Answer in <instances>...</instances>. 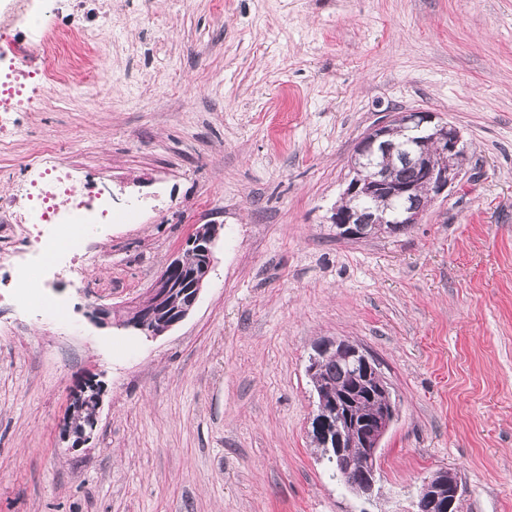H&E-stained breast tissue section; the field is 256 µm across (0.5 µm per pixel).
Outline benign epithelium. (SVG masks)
Here are the masks:
<instances>
[{"instance_id":"7a95c632","label":"benign epithelium","mask_w":512,"mask_h":512,"mask_svg":"<svg viewBox=\"0 0 512 512\" xmlns=\"http://www.w3.org/2000/svg\"><path fill=\"white\" fill-rule=\"evenodd\" d=\"M400 127L412 136L401 161L414 166L433 201L448 190L458 179L464 158L460 130L443 121L437 113L426 111L394 112L388 119L373 125L358 141L349 167L352 178L343 192V198L371 200L388 205L392 215L386 221V235H397L421 222L427 208L420 201L416 185L399 182L377 163L383 154L391 155L396 147L390 140L394 128ZM331 221L344 239L361 240L371 236L373 218L363 209L335 207ZM221 225L197 224L186 241L184 254L171 260L161 271L153 286L134 304L138 316L124 324L147 337L162 336L184 321L195 307L214 262V245ZM195 256L193 265L185 262V255ZM182 304H173L174 298ZM339 354L352 361L358 374L362 395L344 393L336 396V417L327 413L318 416L312 430L322 446L334 453L340 478L345 487L360 496L374 493L376 480L364 486L354 484V473L368 469L377 474L382 442L398 418L397 403L392 399L391 386L380 363L363 347L349 341L323 342L315 347L307 367L312 375L318 368L320 356ZM102 403V390L95 382L86 383L75 394L70 411L82 406L91 415L81 422L68 419L67 438L70 448L84 447L97 427V412ZM359 446L361 452L353 455L349 448ZM462 495V486L453 470L441 469L424 479L417 489L413 512H455V504Z\"/></svg>"}]
</instances>
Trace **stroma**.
Returning <instances> with one entry per match:
<instances>
[{"instance_id":"obj_1","label":"stroma","mask_w":512,"mask_h":512,"mask_svg":"<svg viewBox=\"0 0 512 512\" xmlns=\"http://www.w3.org/2000/svg\"><path fill=\"white\" fill-rule=\"evenodd\" d=\"M99 21L61 0L41 28L97 34L108 85L33 90L0 154L2 206L50 144L112 208L47 291L15 282L32 254L0 223V512H412L440 468L461 512H512V0H112ZM404 111L459 128L458 183L397 236L338 237L349 157ZM198 224L223 230L183 322L91 319ZM323 339L369 349L399 406L369 499L312 441ZM90 378L98 424L73 450ZM102 403V390L95 382L89 381L86 383L81 390L75 394L69 412V419L67 423V438L71 440L70 448H82L84 447L94 435L97 427V412ZM83 406L89 411L80 413L75 411L76 407ZM74 413V422L81 420L79 423H73L72 415Z\"/></svg>"}]
</instances>
